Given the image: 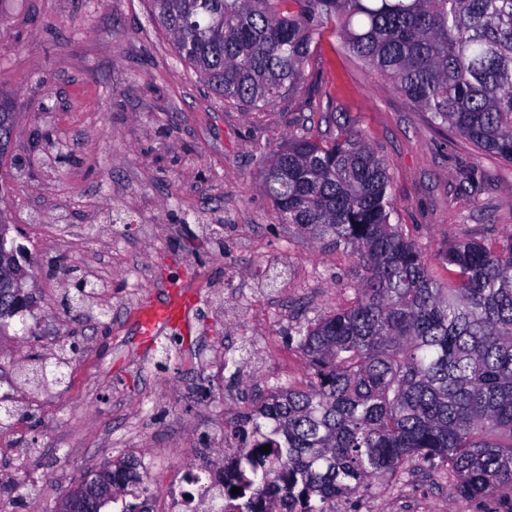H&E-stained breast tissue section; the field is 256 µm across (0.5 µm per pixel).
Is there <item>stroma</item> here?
I'll list each match as a JSON object with an SVG mask.
<instances>
[{
  "instance_id": "obj_1",
  "label": "stroma",
  "mask_w": 512,
  "mask_h": 512,
  "mask_svg": "<svg viewBox=\"0 0 512 512\" xmlns=\"http://www.w3.org/2000/svg\"><path fill=\"white\" fill-rule=\"evenodd\" d=\"M0 92L17 103L0 214L40 263L33 307L0 332V396L18 412L0 428V471L13 476L0 512H52L119 452L155 453L159 501L175 467L195 469L230 438L225 394L245 409L266 378L307 387L289 334L344 303L352 265L281 223L261 189L296 130L325 139L344 123L366 137L390 163L393 221L431 268L455 240L512 236V164L437 128L328 32L299 93L248 111L178 60L150 0H5ZM81 279L97 294L65 307ZM176 285L190 294L186 320L139 335L140 310ZM65 339L80 343L68 385L19 381ZM497 507L417 469L338 509Z\"/></svg>"
}]
</instances>
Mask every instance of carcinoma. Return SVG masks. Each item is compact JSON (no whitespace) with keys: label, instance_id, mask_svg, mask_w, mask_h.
Wrapping results in <instances>:
<instances>
[{"label":"carcinoma","instance_id":"carcinoma-1","mask_svg":"<svg viewBox=\"0 0 512 512\" xmlns=\"http://www.w3.org/2000/svg\"><path fill=\"white\" fill-rule=\"evenodd\" d=\"M154 23L216 94L257 110L299 91L324 31L433 123L512 163V0H151ZM15 102L0 93V157ZM261 188L281 220L331 239L354 261L348 303L292 340L310 383H276L235 423L248 478L238 503L214 512H336L378 481L433 469L469 499L496 496L512 512V236L491 247L448 244L444 280L391 223L390 163L344 124L302 133L266 165ZM0 270V331L31 307L37 261L10 235ZM28 380L65 381L66 351ZM269 446V452L260 447ZM91 479L129 487L122 512H150L131 459Z\"/></svg>","mask_w":512,"mask_h":512}]
</instances>
